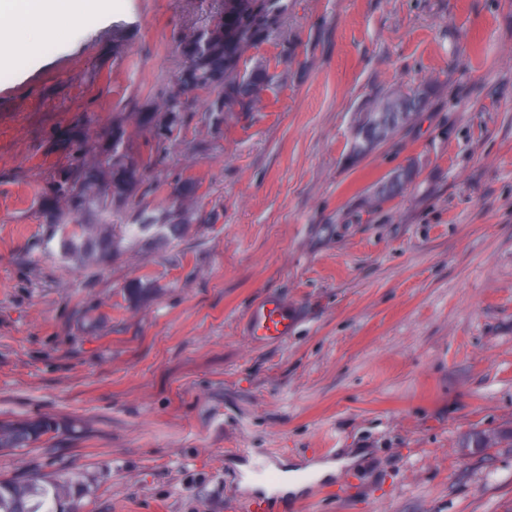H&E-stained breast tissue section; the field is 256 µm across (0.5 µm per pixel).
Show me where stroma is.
Wrapping results in <instances>:
<instances>
[{"label": "stroma", "instance_id": "stroma-1", "mask_svg": "<svg viewBox=\"0 0 512 512\" xmlns=\"http://www.w3.org/2000/svg\"><path fill=\"white\" fill-rule=\"evenodd\" d=\"M241 58L269 77L255 112L184 114L143 188L96 214L183 227L126 239L76 270L41 212L66 152L134 115L223 0H120L25 70L0 75V420L67 424L0 450V479L84 484L77 512H248L244 470H303L359 450L288 512H512V0H281ZM428 90L362 156L368 99ZM402 192L379 197L401 168ZM269 293L302 319L253 344Z\"/></svg>", "mask_w": 512, "mask_h": 512}]
</instances>
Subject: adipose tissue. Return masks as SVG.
Returning <instances> with one entry per match:
<instances>
[{
	"label": "adipose tissue",
	"instance_id": "adipose-tissue-1",
	"mask_svg": "<svg viewBox=\"0 0 512 512\" xmlns=\"http://www.w3.org/2000/svg\"><path fill=\"white\" fill-rule=\"evenodd\" d=\"M111 7V0H0V60L21 68Z\"/></svg>",
	"mask_w": 512,
	"mask_h": 512
}]
</instances>
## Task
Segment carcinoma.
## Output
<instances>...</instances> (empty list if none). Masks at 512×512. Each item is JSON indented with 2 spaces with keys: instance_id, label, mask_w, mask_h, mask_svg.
I'll use <instances>...</instances> for the list:
<instances>
[{
  "instance_id": "carcinoma-1",
  "label": "carcinoma",
  "mask_w": 512,
  "mask_h": 512,
  "mask_svg": "<svg viewBox=\"0 0 512 512\" xmlns=\"http://www.w3.org/2000/svg\"><path fill=\"white\" fill-rule=\"evenodd\" d=\"M278 22L275 0H224V9L212 20V25L222 31L221 37L204 57L182 51L186 60L177 76L176 90L163 99L158 110L138 113V126L163 142L179 125L181 114L189 110V102L198 90L215 92L204 107L212 117H219L225 107L230 112L253 111L260 102L258 89L267 82V75L258 70L246 76L240 72L239 62L247 49L268 39ZM405 94L408 103L404 112L380 111L384 94L364 103L351 146L354 155H364L392 138L421 110L426 89H408ZM58 145L69 152L72 162L55 172L51 191L43 198L44 209L56 215L67 211L82 216L125 203L126 199H115L105 187L124 175L127 163L150 169L158 151L151 146L145 154L133 152L120 124L112 126L107 144L91 156L77 135L65 136ZM121 243L112 224H65L58 251L66 262L80 269L107 263ZM61 429L62 424L49 416L1 421L0 448H28ZM77 492V484L63 475L0 479V512H70L68 505Z\"/></svg>"
}]
</instances>
